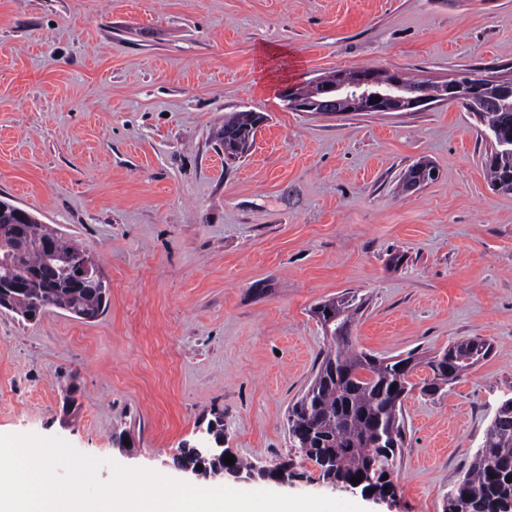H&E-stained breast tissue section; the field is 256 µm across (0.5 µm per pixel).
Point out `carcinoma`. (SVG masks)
<instances>
[{
    "label": "carcinoma",
    "mask_w": 512,
    "mask_h": 512,
    "mask_svg": "<svg viewBox=\"0 0 512 512\" xmlns=\"http://www.w3.org/2000/svg\"><path fill=\"white\" fill-rule=\"evenodd\" d=\"M251 116L237 112L224 119V127L254 134ZM0 204V234L18 242L9 258L0 260V279L24 280L36 270L51 268L57 281L67 280L66 258L86 250L59 235L55 252L46 253L42 241L47 229L33 217L27 222L15 220L11 203L1 199ZM102 304L108 305V298L92 286L82 290L38 287L15 299L14 312L36 318L55 308L79 319L86 309ZM329 343L330 350L313 381L289 412L293 447L302 449L326 480L344 485L360 476L378 495L389 494L394 486L382 477L394 468L405 436L402 409L392 405L391 386L400 380L414 387L407 376L416 365L410 356L391 361L356 352L348 331L339 339L330 337ZM490 351L487 341L475 337L450 346L443 354L458 380ZM426 366L430 375L421 381L420 392L434 396L448 384V378L436 372L433 361ZM445 512H512V397L496 408L481 448L448 491Z\"/></svg>",
    "instance_id": "obj_1"
}]
</instances>
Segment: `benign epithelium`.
<instances>
[{"label":"benign epithelium","instance_id":"obj_1","mask_svg":"<svg viewBox=\"0 0 512 512\" xmlns=\"http://www.w3.org/2000/svg\"><path fill=\"white\" fill-rule=\"evenodd\" d=\"M438 88L442 99L459 103L475 117L490 108L499 100L512 97V78L470 75L463 80L455 75L444 83L433 86L429 83L410 84L399 72L382 69H356L349 72L329 73L309 82L305 87H287L282 97L287 107L295 112H309L334 116L346 112H398L426 105L437 99L431 89ZM486 138L491 144V152H506L512 147V124L490 128ZM252 148L251 138L243 137L229 130L225 134L224 157L234 161L248 154ZM437 176L436 169L420 162L413 168L412 177L406 183L408 189L421 187ZM71 284L79 286L94 282L103 290L106 281L100 270L88 258L77 257L71 261ZM27 284L20 280L0 282V311H9L14 298L25 292ZM200 435L193 445L197 463L202 469H193V464L176 460L179 468L200 476L216 475L227 471L235 476L244 474L236 465H225L220 469H210L208 463L224 459V439L216 436L213 425L199 429Z\"/></svg>","mask_w":512,"mask_h":512}]
</instances>
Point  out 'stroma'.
Masks as SVG:
<instances>
[{
	"mask_svg": "<svg viewBox=\"0 0 512 512\" xmlns=\"http://www.w3.org/2000/svg\"><path fill=\"white\" fill-rule=\"evenodd\" d=\"M364 68L511 77L512 0H0V198L80 242L109 286L90 322L0 312V434L189 482L174 457L217 418L225 453L298 477L208 487L443 512L512 396V194L456 104L325 117L281 98ZM243 111L266 120L228 161L224 117ZM420 161L436 180L403 189ZM347 293L364 302L352 345L377 357L493 345L406 397L381 502L323 482L288 435L328 345L314 310Z\"/></svg>",
	"mask_w": 512,
	"mask_h": 512,
	"instance_id": "obj_1",
	"label": "stroma"
}]
</instances>
